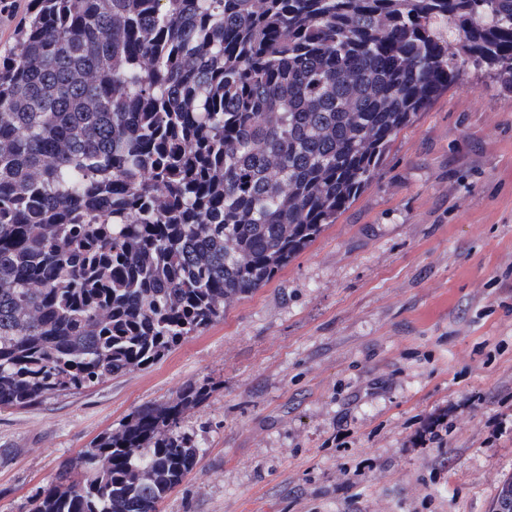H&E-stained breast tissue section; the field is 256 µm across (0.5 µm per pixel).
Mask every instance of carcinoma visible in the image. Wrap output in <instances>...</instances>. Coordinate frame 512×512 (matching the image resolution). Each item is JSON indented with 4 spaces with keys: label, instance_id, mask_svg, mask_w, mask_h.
<instances>
[{
    "label": "carcinoma",
    "instance_id": "1",
    "mask_svg": "<svg viewBox=\"0 0 512 512\" xmlns=\"http://www.w3.org/2000/svg\"><path fill=\"white\" fill-rule=\"evenodd\" d=\"M487 69L512 0H31L0 59V407L147 367L265 286L397 133ZM188 382L30 512H158L199 457Z\"/></svg>",
    "mask_w": 512,
    "mask_h": 512
}]
</instances>
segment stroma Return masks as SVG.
<instances>
[{
  "mask_svg": "<svg viewBox=\"0 0 512 512\" xmlns=\"http://www.w3.org/2000/svg\"><path fill=\"white\" fill-rule=\"evenodd\" d=\"M189 381L161 512H491L512 478V92L464 65L368 186L161 360L0 408V512Z\"/></svg>",
  "mask_w": 512,
  "mask_h": 512,
  "instance_id": "stroma-1",
  "label": "stroma"
}]
</instances>
